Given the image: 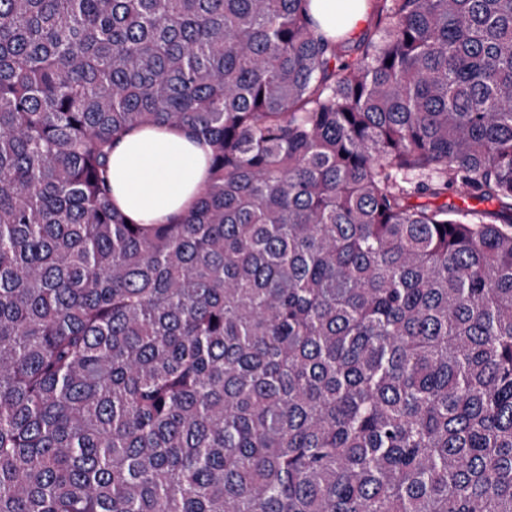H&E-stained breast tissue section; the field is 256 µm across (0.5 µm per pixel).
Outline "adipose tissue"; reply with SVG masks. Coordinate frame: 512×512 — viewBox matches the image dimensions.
<instances>
[{"label": "adipose tissue", "mask_w": 512, "mask_h": 512, "mask_svg": "<svg viewBox=\"0 0 512 512\" xmlns=\"http://www.w3.org/2000/svg\"><path fill=\"white\" fill-rule=\"evenodd\" d=\"M311 13L328 34L364 27V0H311ZM206 145L185 129L146 126L117 139L109 158L115 209L140 224H175L191 209L207 181Z\"/></svg>", "instance_id": "obj_1"}]
</instances>
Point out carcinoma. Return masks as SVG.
Returning a JSON list of instances; mask_svg holds the SVG:
<instances>
[{"label": "carcinoma", "instance_id": "1", "mask_svg": "<svg viewBox=\"0 0 512 512\" xmlns=\"http://www.w3.org/2000/svg\"><path fill=\"white\" fill-rule=\"evenodd\" d=\"M308 5L0 0V512H512V0ZM345 2H354L352 5ZM364 0H311V13L321 29L329 35L336 36V13L344 17L343 24L338 28L340 33L351 35L366 25L358 33L349 37L351 49L364 37L372 35L376 30V17L368 13ZM208 150L180 127L129 130L109 158L115 209L139 224L178 223L206 184Z\"/></svg>", "mask_w": 512, "mask_h": 512}]
</instances>
